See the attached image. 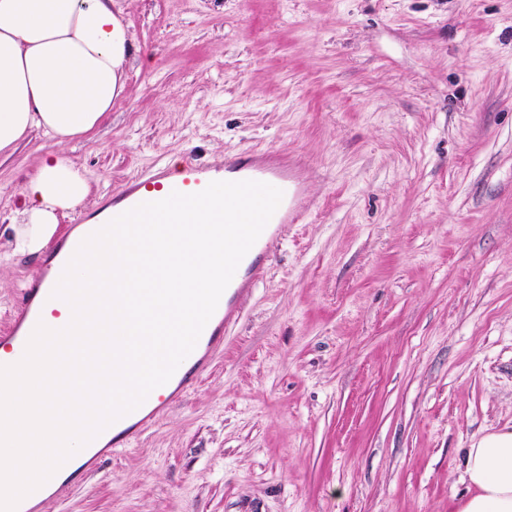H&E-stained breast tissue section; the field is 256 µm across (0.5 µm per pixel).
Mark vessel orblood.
I'll use <instances>...</instances> for the list:
<instances>
[{
	"instance_id": "1",
	"label": "vessel or blood",
	"mask_w": 512,
	"mask_h": 512,
	"mask_svg": "<svg viewBox=\"0 0 512 512\" xmlns=\"http://www.w3.org/2000/svg\"><path fill=\"white\" fill-rule=\"evenodd\" d=\"M244 180L273 185L282 191L283 197L259 238L239 263L214 314L203 329L198 339V358L191 366H178L172 377L153 389L138 408L105 428L106 445L89 442L87 453L77 461L80 471L95 470L102 456L127 449L131 441L151 426L173 402L194 388L199 375L209 367L216 352L223 347L224 335L239 312L242 296L269 262L266 242L278 235L283 225L302 223L309 213L302 199L297 174L289 168L287 160L271 151L258 155L246 152L225 160L223 166L218 168L189 161L177 178H169L165 171L160 170L129 182L121 192L122 202L131 209L141 203L154 201V192L158 189L168 194L175 191L192 194L202 191L213 181ZM54 302L50 285L26 289L12 318L9 335L0 336V347L25 351L37 324L44 321L46 309Z\"/></svg>"
}]
</instances>
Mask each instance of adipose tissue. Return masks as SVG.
<instances>
[{
	"instance_id": "1",
	"label": "adipose tissue",
	"mask_w": 512,
	"mask_h": 512,
	"mask_svg": "<svg viewBox=\"0 0 512 512\" xmlns=\"http://www.w3.org/2000/svg\"><path fill=\"white\" fill-rule=\"evenodd\" d=\"M128 41L114 0H0V155L37 129L56 146L24 186L14 251L43 250L59 212L86 201L89 186L66 149L111 111ZM465 474L473 493L461 512H512V428L474 441Z\"/></svg>"
}]
</instances>
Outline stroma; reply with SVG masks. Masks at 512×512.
<instances>
[{
    "label": "stroma",
    "mask_w": 512,
    "mask_h": 512,
    "mask_svg": "<svg viewBox=\"0 0 512 512\" xmlns=\"http://www.w3.org/2000/svg\"><path fill=\"white\" fill-rule=\"evenodd\" d=\"M111 112L66 155L90 194L155 169L301 157L314 209L195 389L46 512H460L512 426V0H119ZM55 150L0 158V225ZM49 250L0 247V336Z\"/></svg>",
    "instance_id": "35a3bbf8"
}]
</instances>
